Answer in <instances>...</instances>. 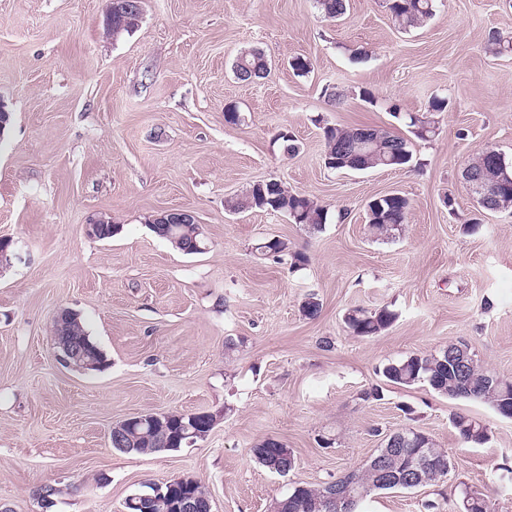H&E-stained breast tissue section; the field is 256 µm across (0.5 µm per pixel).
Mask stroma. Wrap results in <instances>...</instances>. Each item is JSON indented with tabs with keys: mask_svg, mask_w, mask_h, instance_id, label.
Instances as JSON below:
<instances>
[{
	"mask_svg": "<svg viewBox=\"0 0 512 512\" xmlns=\"http://www.w3.org/2000/svg\"><path fill=\"white\" fill-rule=\"evenodd\" d=\"M110 0H0V505L10 512H125L147 484L180 475L208 490L213 512H269L300 482L358 468L403 428L451 459L443 482L375 492L362 512H454L462 487L489 512H512V419L427 385L383 382V364L464 340L479 364L512 380V209L481 210L462 177L493 149L512 161V0H437L425 26L398 29L383 0H348L338 21L314 0H143L133 31L106 35ZM261 49L271 70L247 83L236 56ZM311 62L298 76L295 57ZM375 96L367 103L362 90ZM432 113L437 135L413 141L401 170L325 167L324 125L407 135L409 114ZM236 107L238 122L224 118ZM301 145L284 155L276 136ZM275 179L329 208L322 231L226 202ZM398 193L401 231L372 239L366 208ZM192 211L208 248L186 254L150 227ZM112 238L85 233L99 217ZM308 258L293 272L258 255L265 238ZM317 318L300 310L308 295ZM78 312L107 364L65 367L51 336L58 307ZM393 310L375 336L348 331V309ZM381 386L380 400L363 399ZM211 412L206 438L142 455L110 443L137 414ZM461 412L490 431L463 444ZM381 435H371V426ZM330 438L332 447L320 445ZM275 438L295 467L253 455ZM55 488L43 501L44 488Z\"/></svg>",
	"mask_w": 512,
	"mask_h": 512,
	"instance_id": "stroma-1",
	"label": "stroma"
}]
</instances>
